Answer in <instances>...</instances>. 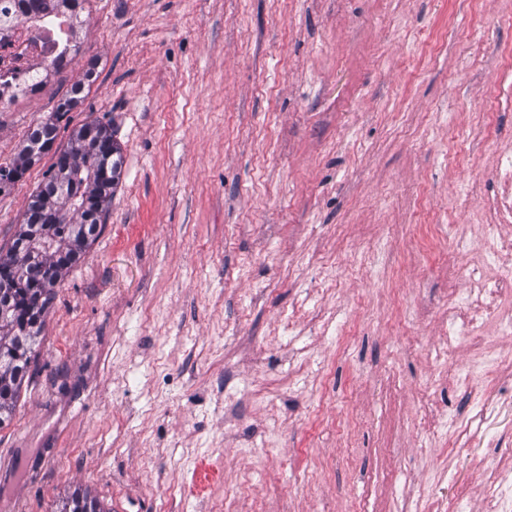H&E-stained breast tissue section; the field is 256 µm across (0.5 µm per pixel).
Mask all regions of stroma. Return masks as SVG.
Listing matches in <instances>:
<instances>
[{
	"label": "stroma",
	"instance_id": "obj_1",
	"mask_svg": "<svg viewBox=\"0 0 512 512\" xmlns=\"http://www.w3.org/2000/svg\"><path fill=\"white\" fill-rule=\"evenodd\" d=\"M69 67L0 112V163L83 99L0 193V250L86 122L124 158L102 232L56 289L12 419L0 512H486L512 463V293L448 339L492 246L512 146V0H86ZM493 413L461 435L449 416ZM496 176L499 192L489 205V224H512V150H499ZM59 512H106L100 502L88 492L75 489L65 501Z\"/></svg>",
	"mask_w": 512,
	"mask_h": 512
}]
</instances>
